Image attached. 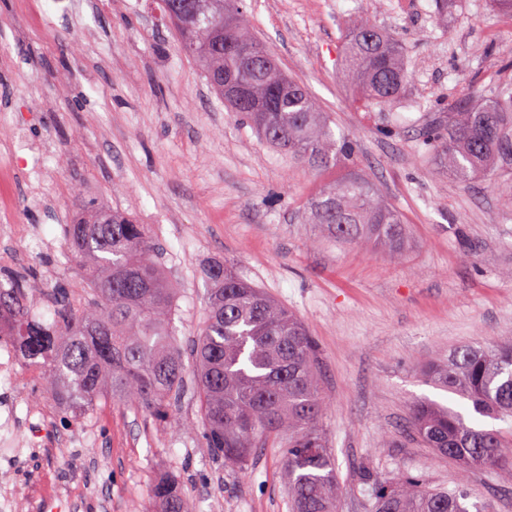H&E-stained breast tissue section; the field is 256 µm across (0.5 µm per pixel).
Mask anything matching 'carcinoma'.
<instances>
[{
	"label": "carcinoma",
	"instance_id": "1",
	"mask_svg": "<svg viewBox=\"0 0 512 512\" xmlns=\"http://www.w3.org/2000/svg\"><path fill=\"white\" fill-rule=\"evenodd\" d=\"M179 48L196 59L211 88L246 116L267 143L302 168L318 172L351 159L354 142L336 136L328 113L278 66L251 31L236 0H193L174 17ZM340 78L358 109L386 108L410 78L400 46L375 20L359 17L344 42ZM241 87L244 100L224 93ZM435 165L461 183L484 178L512 203V81L465 95L433 118L424 139ZM309 220L344 243L402 249L400 213L365 180L351 174L326 185L309 203ZM67 257L84 267L83 294L51 288L52 321L32 309L40 288L17 280L0 287V336L28 362L45 367L43 384L67 407L118 399L168 419L186 374L175 344V288L156 258L153 234L134 216L92 207L68 226ZM209 307L192 350L207 445L242 468L259 443L288 437L283 469L292 512H336V463L317 430L325 408L318 352L303 323L261 289L221 264L208 270ZM424 376L472 404L481 417L512 420V343L464 345ZM411 431L428 448L467 469L512 467V431L478 428L432 401L414 406ZM160 512H197L175 475L150 489ZM465 484L453 491L398 476L375 496L374 512H489L468 504Z\"/></svg>",
	"mask_w": 512,
	"mask_h": 512
}]
</instances>
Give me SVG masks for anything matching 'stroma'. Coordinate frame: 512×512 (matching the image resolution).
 Masks as SVG:
<instances>
[{"label":"stroma","instance_id":"35a3bbf8","mask_svg":"<svg viewBox=\"0 0 512 512\" xmlns=\"http://www.w3.org/2000/svg\"><path fill=\"white\" fill-rule=\"evenodd\" d=\"M256 34L354 138L353 159L318 174L272 150L228 112L200 65L180 52L158 0H0V165L22 204L17 269L32 283L64 279L66 227L86 206L149 225L176 288V338L190 350L202 326L209 266L223 264L297 314L317 344L326 409L319 430L336 460L337 512H371L378 489L404 473L452 490L467 482L490 512H512V473L475 469L424 448L411 408L465 400L429 384L422 368L468 343L512 340V205L487 181L469 184L434 165L422 142L429 115L464 93L512 80V13L489 0H243ZM374 18L403 48L411 74L397 105L354 109L339 79L352 22ZM348 173L365 177L406 225L392 254L341 244L304 206ZM44 405L67 448L21 450L0 461L12 512H143L160 476H179L199 512H289L281 451L256 449L245 469L213 456L193 376L174 419L159 422L102 400L66 409L42 386L17 409Z\"/></svg>","mask_w":512,"mask_h":512}]
</instances>
